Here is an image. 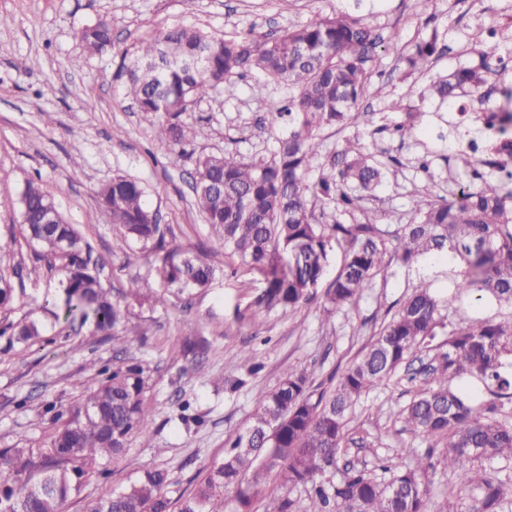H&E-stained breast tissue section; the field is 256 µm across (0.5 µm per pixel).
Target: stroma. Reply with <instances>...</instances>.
I'll list each match as a JSON object with an SVG mask.
<instances>
[{
	"mask_svg": "<svg viewBox=\"0 0 512 512\" xmlns=\"http://www.w3.org/2000/svg\"><path fill=\"white\" fill-rule=\"evenodd\" d=\"M339 11L368 18L382 34H396L395 48L377 49L373 82L387 83L397 109L375 103L372 125L322 130L324 152L358 136L388 168L385 183L364 202L389 230L409 223L421 192L454 199L459 178L454 155L463 149L455 106L429 96V84L481 62L488 28L503 32L512 50V0H0V234L20 222L28 181L43 185L63 219L81 234L103 266L102 281L124 313L110 334L55 321L44 302L61 303L62 275L21 247L9 280L15 302L10 319L37 316L44 341L12 344L0 337V448L43 445L52 429L51 408L78 401L86 384L122 359L141 363L149 388L150 436L133 434L107 473L86 482L64 512L123 489L144 471L168 470L170 499L191 492L207 469L224 456V444L251 421L261 397L291 371L312 376L315 391L329 392L375 333L422 284L441 296L454 290L458 268L424 258L393 263L387 281H376L355 304L325 311L324 292L340 269L344 248L333 245L311 299L284 317L264 308L266 280L241 264L211 237L194 205L190 175L199 156L221 154L259 159L274 147L266 103L284 98L286 87L247 78L226 85L213 98L182 113L204 124L207 138L187 156L171 159L154 126L137 112L126 68L136 46L159 29L196 27L226 38L272 37L284 29ZM112 21V47L86 56L78 32L101 18ZM437 36L438 53L426 70L405 75L404 57L421 39ZM80 66H71V59ZM53 123H45V114ZM417 122L420 132L400 140L390 132ZM123 174L146 189L157 211L166 248L204 249L213 268L207 287L182 291L162 275L161 252L125 240L96 203V191ZM148 281L154 299L129 296L130 280ZM206 342L195 357L182 352L187 334ZM130 337L122 348L121 337ZM252 363H245L243 353ZM258 364L250 372V364ZM423 387L405 369L362 398L348 426L342 457L375 469L385 462L421 466L432 492V512H470L477 494L449 471L446 451L431 438L404 431L399 413ZM194 420H180L182 404Z\"/></svg>",
	"mask_w": 512,
	"mask_h": 512,
	"instance_id": "stroma-1",
	"label": "stroma"
}]
</instances>
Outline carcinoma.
Listing matches in <instances>:
<instances>
[{
	"mask_svg": "<svg viewBox=\"0 0 512 512\" xmlns=\"http://www.w3.org/2000/svg\"><path fill=\"white\" fill-rule=\"evenodd\" d=\"M480 52L475 68L458 69L434 81L429 91L440 101L472 99L486 83L483 72L499 56L496 34ZM79 39L89 53L112 45V23L104 18L82 29ZM175 46L182 61L166 63L165 49ZM391 43L362 16H319L276 37L237 39L212 36L200 29L175 26L143 40L127 69L137 111L158 128V137L175 158L205 137L201 126L186 124L181 114L211 97L224 83L250 74L288 87V98L268 104L270 125L288 126L270 157L259 160L206 155L192 174L194 201L217 242L243 264L263 274L265 308L291 315L321 279L331 242L346 245L343 264L326 290L336 307L358 301L375 280H386L392 260L409 264L419 257L446 254L462 263L448 303L468 296L486 297L506 309L500 317L445 322L441 300L425 285L409 296L384 323L368 349L327 395L311 391L310 375L290 372L260 401L250 426L227 446L187 496L179 512H225V494L235 492L234 512H256L255 501L273 479L282 486L309 488V512H429V488L421 468L384 465L383 480L368 468L347 463L338 481L317 482L348 437L356 404L369 390L388 381L403 364L435 337L448 336V349L418 370L426 385L400 413L404 430L426 435L448 450V469L463 483L472 481L477 463L512 460V187L491 174L482 159L467 150L455 156L465 176L455 200L426 192L412 202L410 223L396 232L393 256L386 258L388 231L377 213L362 205L365 194L382 184L385 164L345 139L342 148L322 154L319 132L358 128L372 121L362 106L367 93L389 107L388 85H373L369 63L378 47ZM437 52V38L416 43L405 58L411 72L426 68ZM100 206L112 216L123 237L144 249L163 248L157 214L144 202L142 186L117 175L99 192ZM51 197L35 182L21 197L17 231L0 236V261L21 242L35 243L39 254L60 263L63 305L55 319L92 325L107 332L122 320L121 310L103 287L98 263L73 225L57 216L46 223ZM364 215L351 224L320 222L313 203ZM165 279L181 290L205 287L213 269L207 253L174 248L166 252ZM0 336L28 342L42 337L35 319L0 321ZM103 378L79 401L54 414L55 427L39 448H0V512H62V505L85 482L106 473L105 462L126 447L134 433L149 432L144 369L129 363L99 371ZM468 377L475 386L458 387ZM493 398L476 402L480 387ZM165 469L145 472L124 490L91 501L86 512H169ZM472 512H505L512 485L497 476L478 484ZM264 512H296L284 495L267 498Z\"/></svg>",
	"mask_w": 512,
	"mask_h": 512,
	"instance_id": "carcinoma-1",
	"label": "carcinoma"
}]
</instances>
